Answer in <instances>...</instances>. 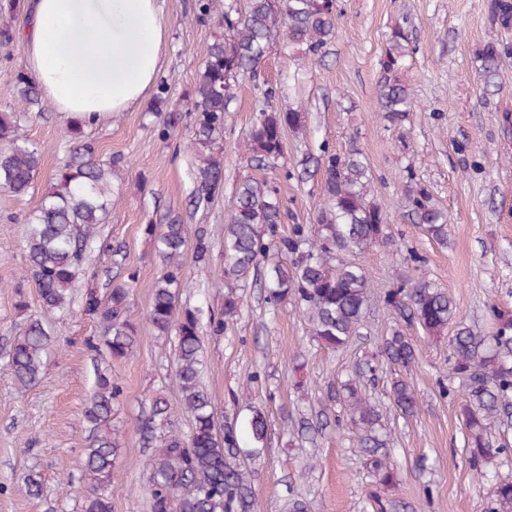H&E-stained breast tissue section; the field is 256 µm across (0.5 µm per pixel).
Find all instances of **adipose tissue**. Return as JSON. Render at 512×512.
I'll use <instances>...</instances> for the list:
<instances>
[{"label": "adipose tissue", "mask_w": 512, "mask_h": 512, "mask_svg": "<svg viewBox=\"0 0 512 512\" xmlns=\"http://www.w3.org/2000/svg\"><path fill=\"white\" fill-rule=\"evenodd\" d=\"M27 14L26 66L69 119L123 111L158 78V0H31Z\"/></svg>", "instance_id": "adipose-tissue-1"}]
</instances>
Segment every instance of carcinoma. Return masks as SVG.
I'll return each mask as SVG.
<instances>
[{"label":"carcinoma","mask_w":512,"mask_h":512,"mask_svg":"<svg viewBox=\"0 0 512 512\" xmlns=\"http://www.w3.org/2000/svg\"><path fill=\"white\" fill-rule=\"evenodd\" d=\"M491 20L503 30L512 29V0H491ZM336 0H247L245 8L224 10L219 26L225 35L207 52L190 95V147L201 152L194 172L191 206L209 202L224 184V116L234 100L239 83L256 75L270 43L280 39L305 47L315 58L332 41ZM410 47L403 27L391 36L382 62L378 107L393 126L406 121L413 95L399 71ZM500 46L491 43L480 53L477 70L485 87L496 86ZM16 95L25 111L43 109L36 80L25 72L15 76ZM93 118L71 122L68 135L74 146L70 160L54 177V185L32 212L24 240L26 273L35 283L42 308L63 311L70 307L72 284L91 251L96 225L103 223L112 206V178L123 170L124 158L98 155L95 142L82 137L81 127ZM303 126L295 109L261 110L249 132L252 160L268 167L286 149L285 131ZM41 148L19 133L14 114L0 113V188L25 194L42 165ZM325 204L317 215L318 228L307 224L283 227L288 211L280 198L278 183L246 178L238 183L234 203L224 224L221 280L224 302L209 310L201 325L203 309L178 308L179 295L187 282L181 257L187 239L179 215L165 224H145L144 235L156 243L161 267L155 278L147 322L159 336L176 340L175 376L181 390V409L191 423L188 434L166 429L170 406L163 397L150 402L149 415L139 426L142 445L151 450L148 476L150 512H257L251 472L242 462L256 460L263 451L268 425L263 410L255 407L240 425L221 418L202 383V336H222L229 320L241 307L238 283L253 270H263L261 288L273 309L291 300L312 315V337L327 349H342L362 336L364 314L370 297V281L364 268L343 261L341 254L362 251L388 238L387 224L370 198L369 169L358 153L325 155L318 163ZM408 214L434 241H448L447 214L433 203L429 190L406 183ZM213 242L198 229L192 244V259L199 266L210 263ZM138 280L132 270L127 278L100 293L88 288L82 295L81 312L101 328V334L86 341L93 359L107 355L121 359L133 353L138 328L129 319L130 298ZM382 301L404 320L417 324L440 338L456 318L453 298L428 281L402 280L384 291ZM498 321L491 336H479L460 328L450 340L448 380L462 384L460 405L466 428L468 462L483 478L484 465L499 455H508L507 444L493 445L492 435H508L512 428V319L496 308ZM51 343L49 329L39 316H29L26 326L10 348L11 375L22 389L41 377L43 355ZM385 361L401 369L417 362L418 350L411 339L396 329L382 343ZM376 366L366 361L355 366L344 383L332 385L328 400L347 411L356 443L379 483L388 484L391 431L379 405L366 392L365 380ZM122 395L121 386L105 369H96L95 388L83 411L88 444L83 449L85 477L90 483L84 512H112L110 486L120 455L118 429L112 425V410ZM388 400L403 419L415 418L420 404L407 378H392ZM325 412L299 421L300 436L310 442L323 432ZM501 512H512V481L494 490Z\"/></svg>","instance_id":"1"}]
</instances>
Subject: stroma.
Segmentation results:
<instances>
[{
    "mask_svg": "<svg viewBox=\"0 0 512 512\" xmlns=\"http://www.w3.org/2000/svg\"><path fill=\"white\" fill-rule=\"evenodd\" d=\"M491 0H336V35L325 54L311 61L301 47L274 42L256 80L240 83L224 128V186L197 210L187 207L193 190L194 149L184 137L161 138L167 111H187L196 75L221 30L198 20L200 0H161L166 40L161 74L141 102L85 126L83 134L100 153L120 154L129 164L114 182L117 200L98 225L110 252L92 250L72 285L106 290L136 270L130 318L139 325L134 352L105 366L123 395L114 406L120 428V458L110 487L112 512H149L147 462L138 424L149 400L163 396L174 430L190 420L180 409L173 374L174 341L155 336L145 317L161 267L143 224L182 215L189 232L206 229L215 246L209 267L184 258L188 286L180 306L208 303L219 309L223 292L214 283L223 268L224 224L236 185L248 177L280 183L288 224L315 225L322 202L315 161L323 153L358 150L372 176L371 195L393 242L344 259L364 267L375 291L403 279L427 280L456 303L449 332L465 326L491 335V310L512 315V48L499 58L497 85L485 89L476 56L491 43H504L490 19ZM404 27L414 54L401 77L415 108L394 126L378 110L381 63L392 31ZM18 43L0 46V112H18L21 131L43 151L42 167L28 193L0 189V512H83L88 481L82 410L95 381L85 347L98 327L78 308L44 314L53 342L39 382L19 389L10 377L9 350L29 315L41 313L37 290L24 281L25 225L68 157L69 119L46 104L41 112H19L15 76L24 70ZM301 109L302 133L287 132L288 149L277 165L257 168L247 149L249 130L266 105ZM424 185L448 215V243L431 240L405 213L406 181ZM423 258L411 263L409 252ZM123 263H115V255ZM243 305L223 336L203 339V382L218 412L246 417L263 408L267 443L251 464L252 487L261 512H289L293 498H306L312 512H490L491 481L479 479L465 452L460 395L442 394L448 382L447 339L433 340L421 328L405 327L420 349L409 371L420 402L417 418L389 414L395 438L390 466L393 485L378 484L343 408L340 427L310 444L293 437V423L319 411L327 387L351 375L356 364L377 358L385 336L402 320L371 299L362 339L343 350L321 347L311 336L308 315L292 303L270 314L253 280L242 282ZM25 294L29 309L16 306ZM403 326V325H402ZM262 382L247 387L252 372ZM43 484L29 498V476Z\"/></svg>",
    "mask_w": 512,
    "mask_h": 512,
    "instance_id": "stroma-1",
    "label": "stroma"
}]
</instances>
